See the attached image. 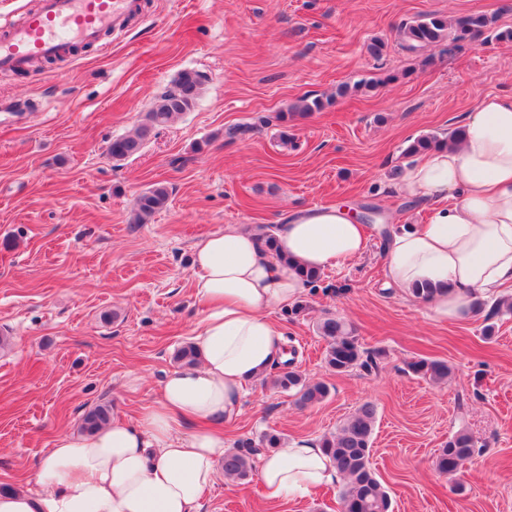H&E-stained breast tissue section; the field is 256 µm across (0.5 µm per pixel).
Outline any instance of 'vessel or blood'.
<instances>
[{
	"instance_id": "1",
	"label": "vessel or blood",
	"mask_w": 512,
	"mask_h": 512,
	"mask_svg": "<svg viewBox=\"0 0 512 512\" xmlns=\"http://www.w3.org/2000/svg\"><path fill=\"white\" fill-rule=\"evenodd\" d=\"M132 8L130 0H41L25 20L0 35V70L28 58L52 57L66 46L97 42Z\"/></svg>"
}]
</instances>
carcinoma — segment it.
Segmentation results:
<instances>
[{
  "mask_svg": "<svg viewBox=\"0 0 512 512\" xmlns=\"http://www.w3.org/2000/svg\"><path fill=\"white\" fill-rule=\"evenodd\" d=\"M494 17L488 14H467L454 19L439 15H426L399 28V39L409 51H418L439 45L447 40L453 43L472 41L491 30ZM202 81L192 71H183L176 80L175 88L156 97L145 113L142 122L129 135L113 139L108 144V154L116 161L126 160L142 150L145 142L158 127L167 124L175 116L189 111L199 97ZM329 101L321 98H304L291 111L307 113L320 112ZM435 135H422L404 149V154L416 156L439 146ZM168 188L160 183L141 193L132 208V223L145 224L168 202ZM319 335L326 341L324 362L329 370L349 373L360 367L373 364L369 352L362 348L355 329L343 318L326 314L317 324ZM409 370L416 376L433 384L448 380L452 367L448 363L429 358H419L408 363ZM271 387L281 391H292L296 402L302 406L324 401L329 388L323 382H308L287 360L278 365L277 373L270 380ZM111 408L97 405L83 416L81 427L92 431L110 421ZM376 420V407L371 401L362 402L342 423L337 432L324 436L320 447L333 462L336 469L346 478V485L340 493L342 512H390L391 500L371 466L372 435ZM282 447L278 434L265 433L259 440L246 438L241 448L224 455V476L233 481L248 479L254 469V457ZM476 442L466 431L460 430L448 437V442L439 450L435 467L441 474L453 472L460 475L475 454Z\"/></svg>",
  "mask_w": 512,
  "mask_h": 512,
  "instance_id": "1",
  "label": "carcinoma"
}]
</instances>
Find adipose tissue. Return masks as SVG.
I'll return each mask as SVG.
<instances>
[{
	"mask_svg": "<svg viewBox=\"0 0 512 512\" xmlns=\"http://www.w3.org/2000/svg\"><path fill=\"white\" fill-rule=\"evenodd\" d=\"M459 138L404 164L396 195L430 205L422 224L396 225L385 242V285L433 291L438 321L476 294L512 285V94L484 95ZM277 250L231 224L193 247L192 288L204 315L192 332L201 362L175 370L135 420L59 437L34 489L0 492V512H201L227 452L223 425L246 385L284 360L272 317L303 293L300 269L336 268L367 249L364 224L336 206L294 213ZM266 498L288 502L338 481L318 443L296 440L260 456Z\"/></svg>",
	"mask_w": 512,
	"mask_h": 512,
	"instance_id": "1",
	"label": "adipose tissue"
}]
</instances>
